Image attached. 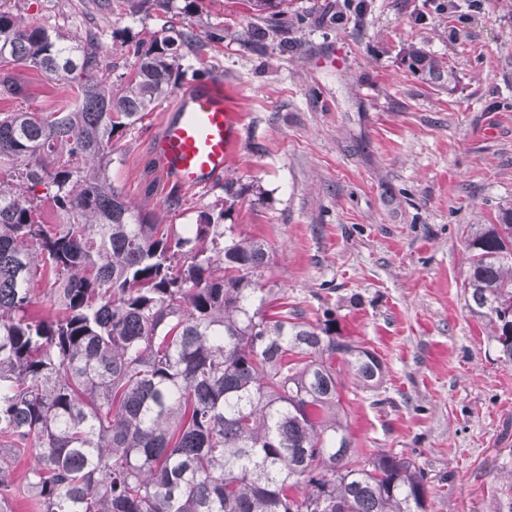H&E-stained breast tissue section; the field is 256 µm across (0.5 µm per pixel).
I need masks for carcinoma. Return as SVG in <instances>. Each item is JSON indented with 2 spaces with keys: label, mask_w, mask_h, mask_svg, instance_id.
<instances>
[{
  "label": "carcinoma",
  "mask_w": 512,
  "mask_h": 512,
  "mask_svg": "<svg viewBox=\"0 0 512 512\" xmlns=\"http://www.w3.org/2000/svg\"><path fill=\"white\" fill-rule=\"evenodd\" d=\"M236 39L288 49L285 0H247ZM0 0V66L24 63L72 96L53 112L0 113V448L35 449L24 492L36 512H428L430 478L410 457L356 448L342 370L378 386L383 362L295 309L271 311L265 243L222 224L248 187L224 182L218 213L177 229L126 202L107 173L112 138L171 93L196 34L129 36L119 20L172 0H94L133 55L116 77L98 24L66 45ZM431 82L446 63L411 45ZM65 219L42 220L33 191ZM468 311L512 363V209L467 232ZM49 319L28 316L32 285ZM298 360L293 361L291 357Z\"/></svg>",
  "instance_id": "obj_1"
}]
</instances>
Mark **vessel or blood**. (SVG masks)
Listing matches in <instances>:
<instances>
[{
    "label": "vessel or blood",
    "mask_w": 512,
    "mask_h": 512,
    "mask_svg": "<svg viewBox=\"0 0 512 512\" xmlns=\"http://www.w3.org/2000/svg\"><path fill=\"white\" fill-rule=\"evenodd\" d=\"M236 139L237 117L223 91L197 83L181 94L153 151L159 168L173 182L200 187L223 176Z\"/></svg>",
    "instance_id": "vessel-or-blood-1"
}]
</instances>
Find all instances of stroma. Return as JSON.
I'll list each match as a JSON object with an SVG mask.
<instances>
[{
  "instance_id": "1",
  "label": "stroma",
  "mask_w": 512,
  "mask_h": 512,
  "mask_svg": "<svg viewBox=\"0 0 512 512\" xmlns=\"http://www.w3.org/2000/svg\"><path fill=\"white\" fill-rule=\"evenodd\" d=\"M78 0H14L28 22L71 38ZM293 49L259 52L233 35L246 0H173L203 44L168 97L112 140L108 173L124 198L168 224H193L223 180L182 190L152 144L177 94L206 67L238 118L225 170L249 186L230 221L267 243L262 282L306 321L338 328L384 364L378 387L343 375L359 447L404 453L433 477L428 512H499L512 472V364L465 307V232L512 208V0H289ZM445 58L428 84L409 45ZM0 112L54 111L67 90L25 64L0 68Z\"/></svg>"
}]
</instances>
